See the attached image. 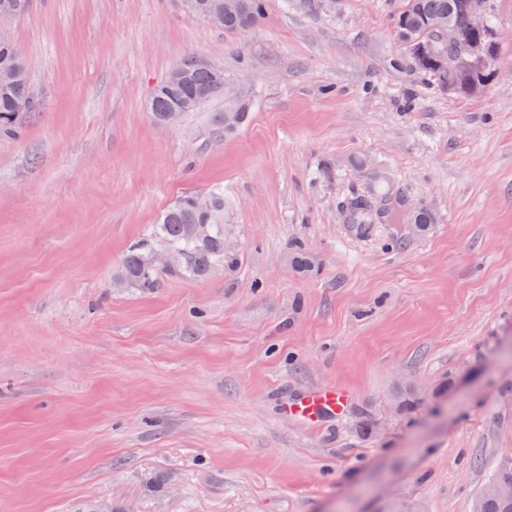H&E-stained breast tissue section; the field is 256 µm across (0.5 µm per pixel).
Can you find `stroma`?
Instances as JSON below:
<instances>
[{"label": "stroma", "instance_id": "1", "mask_svg": "<svg viewBox=\"0 0 512 512\" xmlns=\"http://www.w3.org/2000/svg\"><path fill=\"white\" fill-rule=\"evenodd\" d=\"M400 4L264 0L243 34L182 0L6 22L36 109L0 140V512H472L512 451V0L476 98L411 63ZM190 51L251 87L217 145L223 100L175 128L146 110ZM216 185L232 262L118 284L157 214ZM355 194L434 222L357 234ZM414 382L432 397L396 412ZM332 387L342 414H286Z\"/></svg>", "mask_w": 512, "mask_h": 512}]
</instances>
